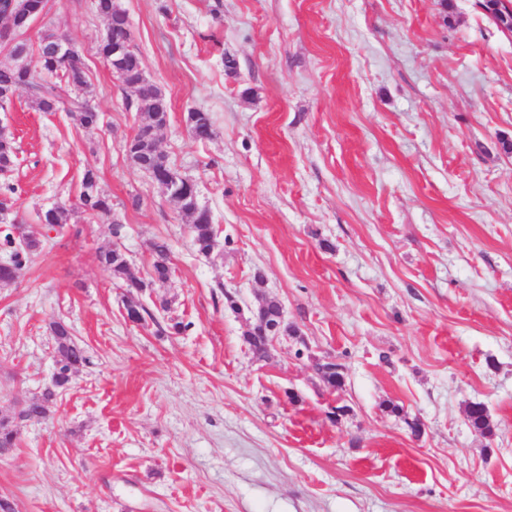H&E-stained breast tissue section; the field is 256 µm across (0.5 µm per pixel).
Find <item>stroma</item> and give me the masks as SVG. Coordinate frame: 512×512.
Masks as SVG:
<instances>
[{"label": "stroma", "instance_id": "1", "mask_svg": "<svg viewBox=\"0 0 512 512\" xmlns=\"http://www.w3.org/2000/svg\"><path fill=\"white\" fill-rule=\"evenodd\" d=\"M167 94L158 145L195 181L218 246L124 144L126 89L99 57L93 0L43 25L84 56L99 127L16 99L17 219L76 200L86 168L112 219L77 211L0 283V417L51 381V322L90 363L0 457L15 512H512V34L475 0H118ZM211 112L195 140L188 110ZM126 320L97 259L150 279ZM238 298L239 311L225 304ZM298 337L244 339L269 297ZM187 322L180 335L171 319ZM319 361L341 364L328 392ZM485 404L492 434L466 419ZM153 250L156 259L153 263L152 279L148 283L136 275L121 250L107 248L101 250L98 256L99 261L110 269L113 278L121 281L127 288L129 297L124 302V309L128 319L132 322L142 321L143 313H147L143 303L136 300L135 293L144 292L146 288L157 283H166L173 271L169 243L163 239L158 240L154 242Z\"/></svg>", "mask_w": 512, "mask_h": 512}]
</instances>
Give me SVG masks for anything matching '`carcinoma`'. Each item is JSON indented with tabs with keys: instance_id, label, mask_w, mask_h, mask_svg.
<instances>
[{
	"instance_id": "1",
	"label": "carcinoma",
	"mask_w": 512,
	"mask_h": 512,
	"mask_svg": "<svg viewBox=\"0 0 512 512\" xmlns=\"http://www.w3.org/2000/svg\"><path fill=\"white\" fill-rule=\"evenodd\" d=\"M481 9L503 31L512 33V0H480ZM46 0H0V15L5 18V27L9 28L18 41L9 47V56L22 48L29 50L25 35L32 24L45 15ZM97 13L107 22L108 34L98 45V54L111 67L115 68L121 84L134 95L126 99V104L137 112L139 126L131 145L125 148L127 159L138 168L150 172L154 180L166 189L172 200L178 201L181 211L191 218L189 224L191 244L200 254L207 255L216 246L217 230L208 210L198 206L197 188L194 181L172 166L168 155L159 151L155 132L166 127L168 102L162 89L141 77V59L138 53L126 51L133 42L128 16L116 0H95ZM61 37L55 29L45 27L39 36L37 64L32 68L20 67L10 60L0 63V94L15 92L25 98L30 107L39 112H66L85 128L99 125L101 116L88 98V79L72 84L86 63L82 57L65 60L55 54L52 44ZM186 127L193 137L204 141L213 135L211 114L203 109L194 108L185 116ZM18 148L11 134H0V171L13 169ZM76 209L89 212L101 219L112 214V201L99 188L96 172L84 171L81 180V192L76 204L58 202L38 215L39 223L46 230L57 233L64 230L70 215ZM0 247L9 256L7 265L0 266V282L17 280L27 268L31 254L41 247V239L30 227L24 224H5L0 226ZM156 259L153 263L152 279L145 282L136 275L121 250L107 248L99 253V261L112 272L113 278L121 281L127 288L128 297L124 309L129 320L140 322L146 308L136 300L135 295L157 284L165 283L172 274L171 247L163 239L154 242ZM281 304L274 298L263 301L249 323L244 336L253 351L264 353L272 342L265 326L280 322ZM50 334L56 340L54 358L56 371L52 386L40 395L29 399L20 407L14 417L0 418V450L16 447L18 424L32 418L46 415L48 406L56 399L59 391L66 388L75 375L89 364L86 348L79 344L70 332V326L63 321L50 325ZM316 370L321 376L324 387L331 391H340L344 383L340 366L331 363H318ZM470 426L483 435L492 433L487 408L471 411L467 414Z\"/></svg>"
}]
</instances>
